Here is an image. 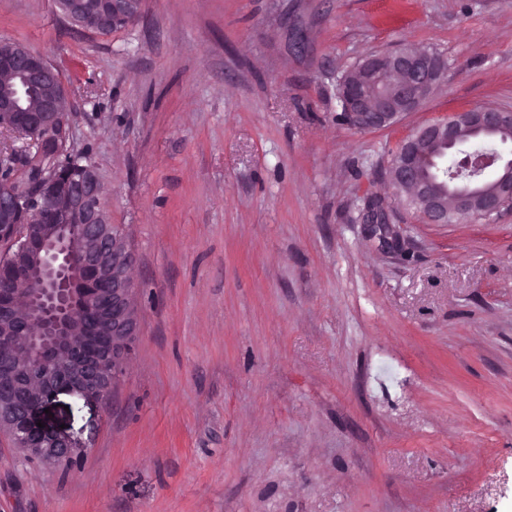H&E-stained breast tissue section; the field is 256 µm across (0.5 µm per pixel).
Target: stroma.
Segmentation results:
<instances>
[{"instance_id": "obj_1", "label": "stroma", "mask_w": 512, "mask_h": 512, "mask_svg": "<svg viewBox=\"0 0 512 512\" xmlns=\"http://www.w3.org/2000/svg\"><path fill=\"white\" fill-rule=\"evenodd\" d=\"M1 39L68 88L140 334L107 402L42 415L70 466L0 433V512H512V210L430 224L386 180L417 127L512 110V0H143L106 35L0 0ZM404 48L440 85L346 124L339 79Z\"/></svg>"}]
</instances>
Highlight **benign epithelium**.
Returning a JSON list of instances; mask_svg holds the SVG:
<instances>
[{
  "label": "benign epithelium",
  "instance_id": "benign-epithelium-1",
  "mask_svg": "<svg viewBox=\"0 0 512 512\" xmlns=\"http://www.w3.org/2000/svg\"><path fill=\"white\" fill-rule=\"evenodd\" d=\"M142 0H98L104 29L119 20L140 18ZM448 68L436 51H395L364 57L338 84L345 121L360 130L385 128L415 111L437 87ZM398 81H389L390 76ZM47 81L57 95L32 103L33 92ZM68 98L59 72L24 46L0 42V127L54 131L64 123L60 99ZM472 134L512 131V112L491 106L463 113ZM457 114L418 127L390 163L395 186L410 188L423 203L431 224L448 223L449 209L472 221L499 214L512 202V160L477 146L459 158L458 167L477 176L496 169L488 187L480 179L437 195L421 161L420 145L438 156L461 137ZM78 178L52 174L17 204L14 193L0 192V241L13 255L0 262V345L23 363L14 385L26 391L35 384L49 389L38 404L18 399L0 409V426H11L14 444L25 456L54 463L73 458L72 443L37 426L44 407L60 394L104 401L120 381L132 343L139 334L135 313L136 284L130 272L136 257L122 234L111 235L103 205L104 187L94 166ZM112 244V257L105 246Z\"/></svg>",
  "mask_w": 512,
  "mask_h": 512
}]
</instances>
